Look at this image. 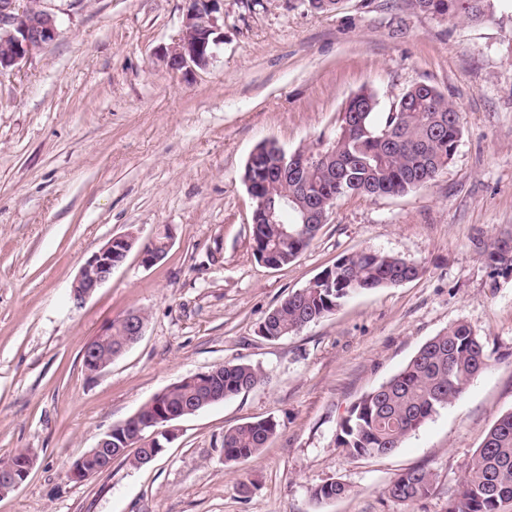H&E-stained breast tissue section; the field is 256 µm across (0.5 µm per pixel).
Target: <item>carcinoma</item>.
<instances>
[{"label": "carcinoma", "mask_w": 512, "mask_h": 512, "mask_svg": "<svg viewBox=\"0 0 512 512\" xmlns=\"http://www.w3.org/2000/svg\"><path fill=\"white\" fill-rule=\"evenodd\" d=\"M493 0H411L422 13L440 20L482 21ZM376 95L363 89L350 109L341 112L328 140L287 153L266 141L250 153L243 174L255 195L265 200L253 217V253L277 268L295 261L326 223L334 202L344 196L406 194L432 183L452 159L463 128L460 113L441 91L412 86L392 111L376 118ZM288 158V177L278 162ZM294 196L283 206L282 193ZM490 262L512 266V244L503 241L487 255ZM422 267L378 250L344 254L305 287L291 293L258 326L275 341L318 322L349 297L416 279ZM488 366L479 336L464 322L431 338L398 374L353 404L339 424L336 445L352 457L393 453L439 409L460 397L469 382ZM260 371L251 364L215 369L205 385H177L155 396L166 409H184L204 398L220 402L254 388ZM146 415L112 427V459L120 448L137 445ZM277 432L273 419L245 422L224 433V461L238 463L266 447ZM434 474L424 467L406 470L386 489L389 498L413 503L430 492ZM348 493L340 481L315 487L312 496L331 501ZM512 503V411L500 415L464 468L447 512H501Z\"/></svg>", "instance_id": "cac0c4a2"}]
</instances>
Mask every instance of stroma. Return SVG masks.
Instances as JSON below:
<instances>
[{"label": "stroma", "instance_id": "35a3bbf8", "mask_svg": "<svg viewBox=\"0 0 512 512\" xmlns=\"http://www.w3.org/2000/svg\"><path fill=\"white\" fill-rule=\"evenodd\" d=\"M60 36L0 75V460L36 453L0 512H446L488 429L512 411V272L489 266L512 239V7L477 24L442 21L410 0H224V42L208 69L170 71L182 0H44ZM427 83L454 103L463 134L427 187L338 199L310 247L269 268L252 248L254 201L242 172L275 141L286 152L332 135L346 101L372 90L390 111ZM166 257L137 253L82 306L69 287L109 239L163 227ZM373 248L421 264L398 287L354 295L276 341L257 334L288 294L343 254ZM132 309L141 339L91 375L84 347ZM467 323L490 357L464 393L393 454L336 446L350 405L403 369L429 339ZM260 367V384L174 421L147 465L117 460L75 483L70 463L182 377L224 364ZM264 418L266 448L225 463L227 429ZM430 494L385 489L413 467ZM336 480L345 498L311 491ZM434 474L424 467L406 470L386 489L389 498L400 503H414L430 492L434 483Z\"/></svg>", "mask_w": 512, "mask_h": 512}]
</instances>
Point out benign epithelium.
<instances>
[{"mask_svg":"<svg viewBox=\"0 0 512 512\" xmlns=\"http://www.w3.org/2000/svg\"><path fill=\"white\" fill-rule=\"evenodd\" d=\"M60 34L58 16L44 7L35 8V0H0V44L6 52L0 54V72L14 71L31 59ZM224 43V0H184L180 32L159 54L172 72L205 70L216 58V49ZM175 237L174 229L166 227L141 245L138 257L142 266L157 264L168 252ZM133 233L112 237L80 267L70 288V299L76 307L85 301L112 276L115 268L123 264L136 243ZM135 344L144 335L146 321L142 312L131 310L116 319ZM87 372L98 374L112 365V328H107L98 343L84 349ZM180 413L156 409L150 424L155 426L148 440L162 435L175 436L170 420ZM112 452V432L99 439L96 446L77 457L69 466L68 478L82 482L98 474L99 460ZM35 463V453L28 449L0 462V493L18 489L28 478Z\"/></svg>","mask_w":512,"mask_h":512,"instance_id":"benign-epithelium-1","label":"benign epithelium"}]
</instances>
